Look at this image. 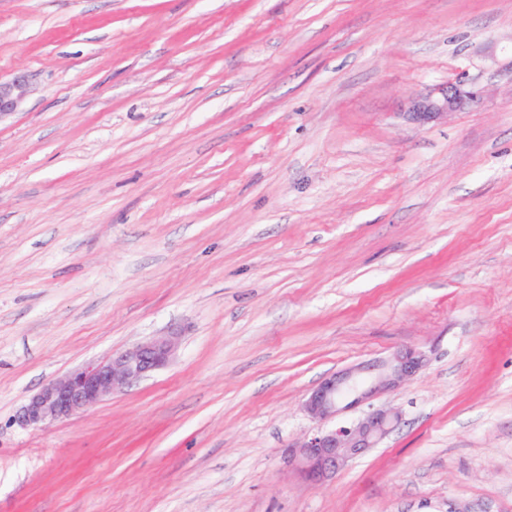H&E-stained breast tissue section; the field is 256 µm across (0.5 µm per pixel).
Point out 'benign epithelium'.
<instances>
[{"label": "benign epithelium", "instance_id": "obj_1", "mask_svg": "<svg viewBox=\"0 0 512 512\" xmlns=\"http://www.w3.org/2000/svg\"><path fill=\"white\" fill-rule=\"evenodd\" d=\"M30 91L25 75L0 78V119L16 112ZM481 92L464 78L413 99L409 112L420 118L476 108ZM179 337L161 336L138 342L100 363L86 364L45 384L13 416L20 428H36L48 422L84 413L104 397L165 368L173 360ZM425 351L402 347L385 359L356 364L325 378L307 395L304 411L313 419L326 420L399 389L428 365ZM402 414L370 408L354 423L306 437L288 448L297 459L306 481L321 485L336 476L349 461L376 447L401 423Z\"/></svg>", "mask_w": 512, "mask_h": 512}]
</instances>
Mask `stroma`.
<instances>
[{"instance_id": "35a3bbf8", "label": "stroma", "mask_w": 512, "mask_h": 512, "mask_svg": "<svg viewBox=\"0 0 512 512\" xmlns=\"http://www.w3.org/2000/svg\"><path fill=\"white\" fill-rule=\"evenodd\" d=\"M0 512H512V0H0ZM479 108L419 119L460 75ZM89 411L11 419L153 336ZM426 350L315 487L306 394ZM29 91L30 83L25 75H15L8 79L0 77V119L16 112ZM179 346V336H161L138 342L100 363H89L45 384L13 416L20 428L84 413L104 397L168 366ZM401 421L398 411L370 407L349 426L318 431L288 448V452L297 459L305 480L321 485L335 477L349 461L375 448Z\"/></svg>"}]
</instances>
